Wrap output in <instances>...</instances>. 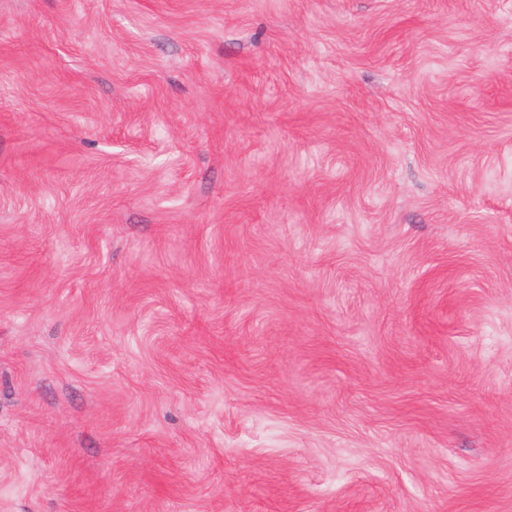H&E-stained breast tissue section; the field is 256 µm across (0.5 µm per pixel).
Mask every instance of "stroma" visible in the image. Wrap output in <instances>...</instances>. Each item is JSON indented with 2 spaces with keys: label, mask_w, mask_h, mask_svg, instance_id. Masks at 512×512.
<instances>
[{
  "label": "stroma",
  "mask_w": 512,
  "mask_h": 512,
  "mask_svg": "<svg viewBox=\"0 0 512 512\" xmlns=\"http://www.w3.org/2000/svg\"><path fill=\"white\" fill-rule=\"evenodd\" d=\"M0 512H512V0H0Z\"/></svg>",
  "instance_id": "1"
}]
</instances>
